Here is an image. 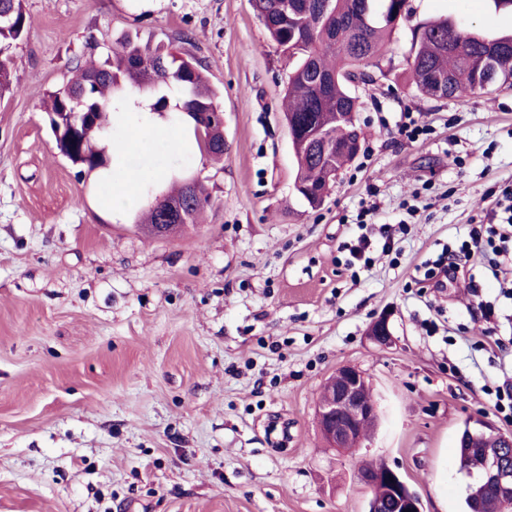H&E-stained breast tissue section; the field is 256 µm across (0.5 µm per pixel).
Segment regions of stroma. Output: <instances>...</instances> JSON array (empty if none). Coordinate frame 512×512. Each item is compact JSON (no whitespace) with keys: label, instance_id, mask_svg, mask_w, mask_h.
Segmentation results:
<instances>
[{"label":"stroma","instance_id":"35a3bbf8","mask_svg":"<svg viewBox=\"0 0 512 512\" xmlns=\"http://www.w3.org/2000/svg\"><path fill=\"white\" fill-rule=\"evenodd\" d=\"M374 83L356 85L359 156L321 208L295 189L282 108L290 65L249 0H24L0 98V512H367L364 464L397 471L423 512H464L456 441L512 391V296L486 255H461L477 295L421 287L512 185V89L452 99L406 79L412 29L448 17L512 30L492 0H412ZM181 41L218 93L224 158L152 141L155 192L196 178L197 223L144 233L107 203L109 171L58 153L43 105L76 63L123 34ZM425 124L400 135L406 115ZM389 253L350 265L362 205ZM387 316L392 342L370 328ZM362 371L380 420L364 447H329L326 381Z\"/></svg>","mask_w":512,"mask_h":512}]
</instances>
